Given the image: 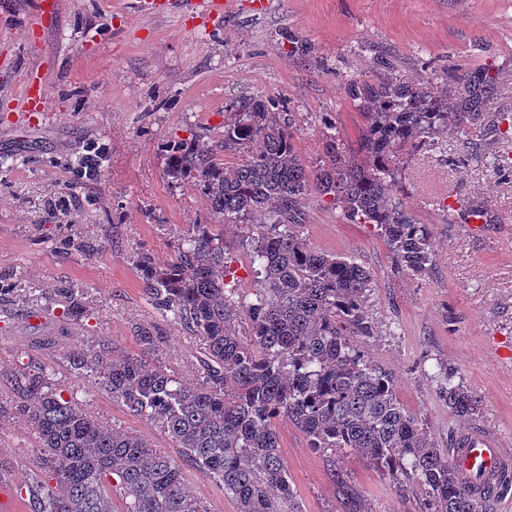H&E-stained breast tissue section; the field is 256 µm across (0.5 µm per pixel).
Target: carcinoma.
Instances as JSON below:
<instances>
[{
    "label": "carcinoma",
    "mask_w": 512,
    "mask_h": 512,
    "mask_svg": "<svg viewBox=\"0 0 512 512\" xmlns=\"http://www.w3.org/2000/svg\"><path fill=\"white\" fill-rule=\"evenodd\" d=\"M498 82L499 70L489 67L451 68L436 84L392 74L353 80L348 92L366 120L357 155L345 158L328 134L327 161L315 169L303 163L291 119L271 98L231 102L217 142L169 144L171 182H194L224 224L258 217L265 225L251 245L261 276L255 299H229L224 233L196 224L175 261L161 266L146 254L138 267L150 301L204 341L200 379L187 383L143 358L164 343L154 326L138 327L139 354L114 359L105 343L67 354L72 369L98 377L129 415L161 428L177 459L83 409L48 368L19 369L15 409L36 434L46 477L28 487L31 512H209L187 491L185 463L219 485L237 512H303L279 452L283 419L328 458L341 512L369 508L337 470L338 448L358 451L400 493L418 486L427 512H482L457 480L448 450L400 403L391 376L353 344L354 336L377 335L372 275L310 248L300 227L306 197L330 195L350 222L376 226L408 274L428 275L431 231L405 216L392 158L436 145L450 127L465 131L493 103ZM223 149L243 158L226 165L218 159ZM84 295L75 286L56 290L67 319L85 317ZM440 397L457 416L479 414L480 398L455 383L453 371L443 372Z\"/></svg>",
    "instance_id": "1"
}]
</instances>
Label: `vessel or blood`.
Here are the masks:
<instances>
[{
    "instance_id": "1",
    "label": "vessel or blood",
    "mask_w": 512,
    "mask_h": 512,
    "mask_svg": "<svg viewBox=\"0 0 512 512\" xmlns=\"http://www.w3.org/2000/svg\"><path fill=\"white\" fill-rule=\"evenodd\" d=\"M24 102L27 111L32 115L41 117L48 110L42 85L28 83ZM452 463L470 495L482 501L497 475L512 468V457L504 454L497 433L477 429L456 439L452 450Z\"/></svg>"
}]
</instances>
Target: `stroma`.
<instances>
[{
    "mask_svg": "<svg viewBox=\"0 0 512 512\" xmlns=\"http://www.w3.org/2000/svg\"><path fill=\"white\" fill-rule=\"evenodd\" d=\"M27 2L11 0L19 19L0 22L1 400L14 397L18 369L45 365L99 419L173 453L160 428L129 416L98 379L75 375L64 359L100 341L118 354L135 351L137 327L153 324L165 336L154 361L196 381L201 341L151 305L136 269L143 254L175 260L196 224L223 232L226 286L240 301L252 299L249 254L260 225L219 224L193 183L172 184L164 171L169 140H219L231 101L271 97L291 113L294 144L313 168L325 159L327 130L344 149L357 148L365 119L346 86L368 75L374 59H388L408 82L451 65H488L502 71L492 110L467 134L449 131L437 148L393 160L403 211L431 229L428 276L409 275L372 225L350 223L330 197H307L300 232L312 249L370 271L378 333L355 343L393 377L400 402L438 447L486 428L512 457V177L492 171L512 159V140L495 130L501 112H512V0H270L261 17L252 0H224L219 17L194 14L183 0H172L164 16L141 13L136 0H60L41 36L21 19ZM28 74L48 94L39 123L25 117ZM90 143L106 150L93 178L79 167ZM472 204L487 217L478 231L456 214ZM66 285L85 290L80 322L63 319L51 296ZM32 287L43 294L19 315L14 294ZM446 367L480 397L478 417L454 415L440 397ZM278 428L303 512H340L325 457L290 421ZM37 454L33 430L6 409L0 481L15 494L10 512H30L20 493L40 477ZM336 465L372 512H423L421 491L397 492L352 449L337 451Z\"/></svg>",
    "mask_w": 512,
    "mask_h": 512,
    "instance_id": "1",
    "label": "stroma"
}]
</instances>
